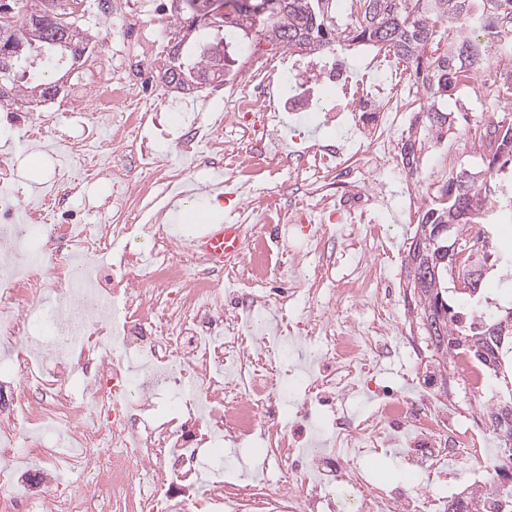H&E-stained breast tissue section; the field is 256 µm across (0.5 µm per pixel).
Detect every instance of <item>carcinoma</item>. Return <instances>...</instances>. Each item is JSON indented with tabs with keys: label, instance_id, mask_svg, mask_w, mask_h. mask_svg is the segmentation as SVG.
Wrapping results in <instances>:
<instances>
[{
	"label": "carcinoma",
	"instance_id": "carcinoma-1",
	"mask_svg": "<svg viewBox=\"0 0 512 512\" xmlns=\"http://www.w3.org/2000/svg\"><path fill=\"white\" fill-rule=\"evenodd\" d=\"M63 0L0 2V51L11 49L9 65L0 63V96L12 93L35 100L48 98L46 84L30 80L17 88L16 74L30 72L37 57L59 66L81 58L90 39L76 17L62 8ZM176 31L173 65L165 83L182 90L206 82L213 52L210 38L224 45H241L252 34L272 48L318 54L337 42L385 46L408 59L423 74L428 102L423 112L427 134L443 137L448 112L443 102L465 90L478 72L465 67L481 60L486 31L499 40L496 77L503 93L512 96V0H362L360 13L337 25L336 0H173ZM224 10L227 22L215 25V12ZM458 28L457 41L443 42L448 24ZM466 140L479 151L484 169L467 176L464 169L448 174L428 196L407 255L417 264L435 260L444 248L458 244L457 252L441 264L420 291H411L419 320H439L442 334L429 338L433 364L442 380L455 369L456 355L499 379L500 391L484 413L496 437L512 438V323L502 329L512 312V241L497 233L502 221L512 220V123H479L467 113L458 117ZM496 268L506 281L507 297L487 303L483 288L458 285L463 275L483 277ZM496 493L491 487L452 499L448 512H480L481 503Z\"/></svg>",
	"mask_w": 512,
	"mask_h": 512
}]
</instances>
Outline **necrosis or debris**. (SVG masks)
I'll return each instance as SVG.
<instances>
[{
  "label": "necrosis or debris",
  "mask_w": 512,
  "mask_h": 512,
  "mask_svg": "<svg viewBox=\"0 0 512 512\" xmlns=\"http://www.w3.org/2000/svg\"><path fill=\"white\" fill-rule=\"evenodd\" d=\"M173 33L170 18L157 15L133 59L168 65L161 37ZM369 67L376 81L354 80L335 55L253 53L241 79L223 85L224 117L184 123L179 153L207 142L241 201L237 214L249 216L240 258L221 268L181 247L170 226L148 224L149 264L125 252L111 271L80 279L78 259L111 250L128 225L61 223L54 197L29 223H12L17 163L0 149V512H442L443 496L430 489L368 479L375 453L395 445L425 474L463 463L473 487L483 486L486 432L445 386L411 398L377 383L398 322L394 285L379 275L389 235L371 211L387 194L379 165L395 152L393 133L425 96L393 52L380 51ZM88 75L93 101L64 100L54 117L78 123L69 147L85 174L101 175L113 144L143 131L151 114L142 78L126 71L116 80L99 66ZM288 76L294 91L277 101L273 90ZM327 86L336 104L325 109ZM115 107L118 131L99 139ZM318 108L325 122L350 126L352 150L315 142L291 151L278 138L283 111ZM228 126L234 138H225ZM283 174L303 190L286 208L263 187ZM353 215L364 260L335 284L321 272L303 275L308 257ZM326 288L345 319L314 306ZM301 300L302 316H288ZM367 304L374 316L363 321L357 312ZM298 341L318 346L321 358L301 374L302 397L285 417L284 377ZM368 388L380 403L352 417L342 401ZM163 396L164 417L156 411ZM254 442L256 458L225 478V444Z\"/></svg>",
  "instance_id": "4bbe7bcc"
}]
</instances>
